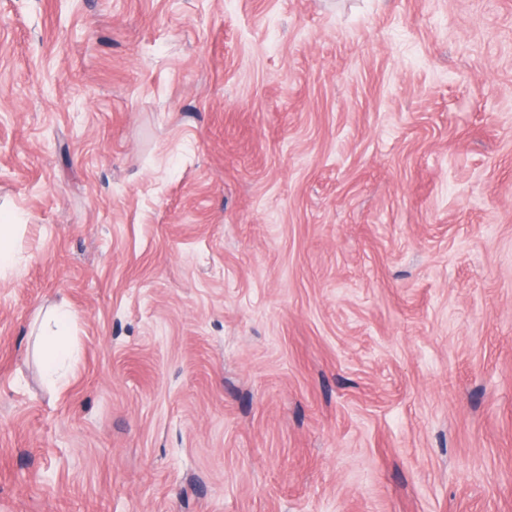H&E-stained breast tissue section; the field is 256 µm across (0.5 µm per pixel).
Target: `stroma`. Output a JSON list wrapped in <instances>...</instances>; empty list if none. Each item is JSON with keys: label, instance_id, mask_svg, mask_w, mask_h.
Returning <instances> with one entry per match:
<instances>
[{"label": "stroma", "instance_id": "obj_1", "mask_svg": "<svg viewBox=\"0 0 512 512\" xmlns=\"http://www.w3.org/2000/svg\"><path fill=\"white\" fill-rule=\"evenodd\" d=\"M0 214V512H512V0H0ZM17 224H1L0 225V277L3 272L7 271L15 262V253L11 240ZM68 312L55 311L47 320L41 341L44 349V368L50 378L59 377L64 364L71 357V348L65 338Z\"/></svg>", "mask_w": 512, "mask_h": 512}]
</instances>
